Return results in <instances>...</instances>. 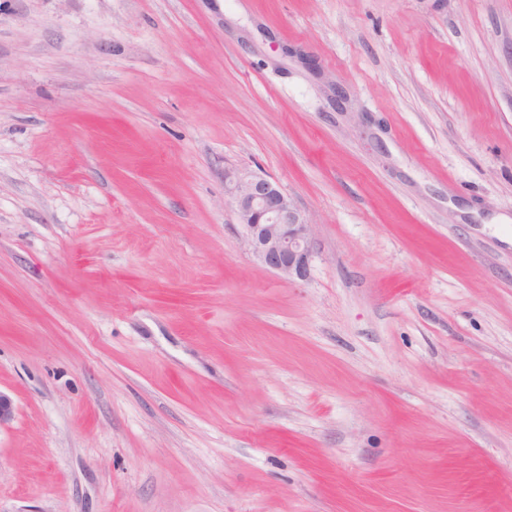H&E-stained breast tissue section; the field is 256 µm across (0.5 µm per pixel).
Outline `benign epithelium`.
Instances as JSON below:
<instances>
[{
  "label": "benign epithelium",
  "instance_id": "benign-epithelium-1",
  "mask_svg": "<svg viewBox=\"0 0 512 512\" xmlns=\"http://www.w3.org/2000/svg\"><path fill=\"white\" fill-rule=\"evenodd\" d=\"M224 198L232 205L245 241L268 270L305 279L312 259V223L278 183L242 168L224 169ZM10 395L0 390V427L15 417Z\"/></svg>",
  "mask_w": 512,
  "mask_h": 512
}]
</instances>
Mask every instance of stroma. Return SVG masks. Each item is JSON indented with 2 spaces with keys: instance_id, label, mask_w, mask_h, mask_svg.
Instances as JSON below:
<instances>
[{
  "instance_id": "obj_1",
  "label": "stroma",
  "mask_w": 512,
  "mask_h": 512,
  "mask_svg": "<svg viewBox=\"0 0 512 512\" xmlns=\"http://www.w3.org/2000/svg\"><path fill=\"white\" fill-rule=\"evenodd\" d=\"M0 390V512H512V0H0ZM226 199L258 262L288 280L308 276L312 223L278 183L246 169L228 167L224 169Z\"/></svg>"
}]
</instances>
